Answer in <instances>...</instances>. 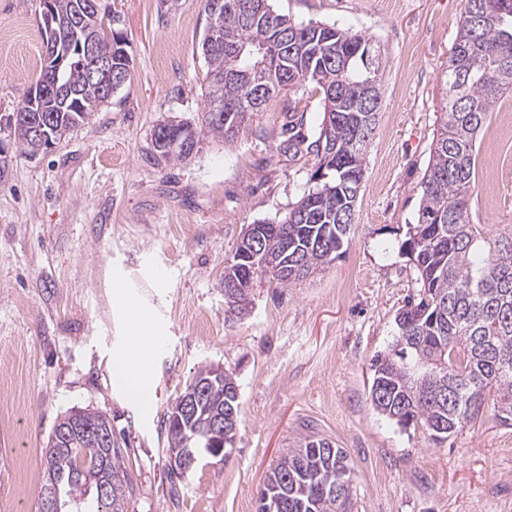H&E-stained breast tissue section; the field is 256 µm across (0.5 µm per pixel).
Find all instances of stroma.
<instances>
[{
	"label": "stroma",
	"instance_id": "obj_1",
	"mask_svg": "<svg viewBox=\"0 0 512 512\" xmlns=\"http://www.w3.org/2000/svg\"><path fill=\"white\" fill-rule=\"evenodd\" d=\"M119 16L132 77L59 145L23 153L9 118L44 57L37 0H0L12 49L0 59V512H37L43 452L58 418L106 414L124 448L127 512H256L269 467L307 435L350 455L353 512H512V426L492 411L442 442L379 415L370 363L418 288L402 250L448 98L445 71L464 0H270L298 23L359 32L380 55L381 104L342 255L280 286L257 281L246 311L224 299V266L247 225L281 220L309 187L315 158L281 148L287 109L316 137V86L270 100L234 142L202 131L204 0H102ZM491 110L469 193L474 223L512 229V135ZM200 129L191 159L167 162L158 124ZM161 332L148 408L119 397L109 358L126 325L117 281ZM221 367L241 422L226 461L179 479L165 422L194 373Z\"/></svg>",
	"mask_w": 512,
	"mask_h": 512
}]
</instances>
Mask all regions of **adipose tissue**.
Returning a JSON list of instances; mask_svg holds the SVG:
<instances>
[{
	"instance_id": "1",
	"label": "adipose tissue",
	"mask_w": 512,
	"mask_h": 512,
	"mask_svg": "<svg viewBox=\"0 0 512 512\" xmlns=\"http://www.w3.org/2000/svg\"><path fill=\"white\" fill-rule=\"evenodd\" d=\"M113 300L126 323L123 347L112 355V380L120 392L140 407H148L153 392L152 378L143 375L141 368L158 344V331L143 326L142 305L125 285H116Z\"/></svg>"
}]
</instances>
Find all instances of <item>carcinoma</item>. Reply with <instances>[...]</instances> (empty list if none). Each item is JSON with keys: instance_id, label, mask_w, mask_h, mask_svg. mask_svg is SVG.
Here are the masks:
<instances>
[{"instance_id": "obj_1", "label": "carcinoma", "mask_w": 512, "mask_h": 512, "mask_svg": "<svg viewBox=\"0 0 512 512\" xmlns=\"http://www.w3.org/2000/svg\"><path fill=\"white\" fill-rule=\"evenodd\" d=\"M50 2L60 15L81 13L78 26L62 37L70 52L60 71H43L59 78L71 91L63 97L40 98L36 109L49 117V137L61 141L88 122L110 96L86 78L78 64L79 45L88 34L112 45V65L126 68L131 58L123 36L106 28L119 22L115 14L81 11L83 0ZM215 22L224 27V41L204 40L207 64V106L202 125L216 138L232 142L256 112L246 111L249 88L228 77L229 69L246 70L262 45L276 51L277 66L267 73L271 82L284 69L294 76L292 90L316 83L322 95L323 118L313 141L303 132L304 116L288 114L282 134L288 149L299 153L323 143L333 158L315 153L310 187L276 222L266 237L271 259L288 253L304 261L285 276L261 272L286 285L339 257L350 225L339 214L354 210L364 176L366 149L378 112L362 110L369 80L381 81L379 55L370 39L325 24L296 23L273 10L269 0H223ZM448 103L440 115L427 168L419 184L417 223L408 227L402 244L412 262L420 289L408 297L395 320L406 335L395 334L385 351L372 360L369 397L373 409L397 425L422 429L443 441L473 422L488 407L503 424L512 426V231L487 235L470 220L468 194L477 178V142L494 104L512 91V0H465L464 12L447 70ZM14 136L22 150L34 152L29 123L14 121ZM234 410L240 422L238 386L224 374L223 385L198 402L191 427L166 425L167 451L206 450L207 421ZM47 442L44 486L59 490L61 512H126L130 494L123 470L124 452L118 441L106 447L78 437L57 448ZM326 439L307 438L289 448L267 474L260 494L283 502L275 512H352L351 493L332 495L340 473L351 479L349 454L330 451ZM105 469L109 484L104 496L87 476Z\"/></svg>"}]
</instances>
